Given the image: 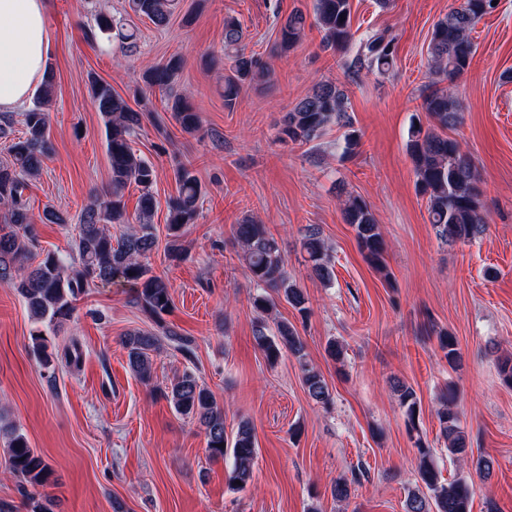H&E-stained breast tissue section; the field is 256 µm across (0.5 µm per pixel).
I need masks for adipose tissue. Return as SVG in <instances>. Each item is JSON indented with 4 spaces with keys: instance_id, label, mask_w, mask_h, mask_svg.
<instances>
[{
    "instance_id": "adipose-tissue-1",
    "label": "adipose tissue",
    "mask_w": 512,
    "mask_h": 512,
    "mask_svg": "<svg viewBox=\"0 0 512 512\" xmlns=\"http://www.w3.org/2000/svg\"><path fill=\"white\" fill-rule=\"evenodd\" d=\"M47 0H0V113L23 108L41 83L54 43Z\"/></svg>"
}]
</instances>
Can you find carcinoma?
I'll return each instance as SVG.
<instances>
[{"label": "carcinoma", "mask_w": 512, "mask_h": 512, "mask_svg": "<svg viewBox=\"0 0 512 512\" xmlns=\"http://www.w3.org/2000/svg\"><path fill=\"white\" fill-rule=\"evenodd\" d=\"M174 0H131L130 8L148 18L156 26L169 23ZM493 0H462L434 25L427 53L432 89L423 98V111L432 120L424 126L411 125L406 144L415 174L416 191L427 200L429 223L437 237L448 244L472 241L486 231L488 216L482 210L480 178L471 157L462 150L458 140L445 131L461 123L455 99L454 80L471 64L474 44L470 33L475 24L495 12ZM313 11L322 33V47L342 56V66L352 79L363 74L385 75L396 60V38L387 32H375L354 43L351 32V0H314ZM345 20H340V17ZM117 23L108 15L96 19V30L85 32L94 42L100 35L112 33ZM307 15L300 9L290 13L281 23L276 50L286 53L304 36ZM245 33L233 16L224 19V64L231 75L224 78V108L232 111L239 103L244 86L265 82L271 70L259 58L245 51ZM184 60L174 55L161 65L148 69L143 81L148 88L172 86ZM92 105L100 112L105 126L106 150L112 176L109 189L96 195L82 211L74 248L78 267L71 268L56 254L49 252L35 261L33 248L35 224L29 214L25 190L29 182L40 176L52 145L48 136L49 112L56 95L55 78L47 73L37 95L21 114L23 131L13 136L11 114H0V139L8 142L9 159L0 162V283L16 288L24 299L30 317L37 322L61 323L71 317L74 302L98 283H128L137 289L136 303L152 316L161 334L133 331L127 333L123 347L130 367L143 382L151 379V354L162 339L174 344L183 356L193 355L195 340L166 325L162 316L171 307L168 282L153 274L145 259L155 250L158 241L150 218L156 201L152 187L157 179L155 165L136 155L132 137L140 128L144 113L133 110L112 86L94 76L89 78ZM166 110L186 134L201 128L199 113L186 98L173 95L167 99ZM346 128L343 153L353 155L360 145L349 114L346 90L336 84L320 82L301 98L282 118L280 139L294 143H310L333 126ZM178 191L168 202L166 257L181 260L186 256L182 243L183 228L195 223L199 214L201 186L189 166L175 169ZM140 190L136 223L119 239L112 240L110 224H127L129 217L124 191L130 185ZM345 223L354 228L359 247L370 266L389 275L386 265V244L375 217L367 203L358 196L342 200ZM235 239L242 251L250 279L260 288L253 298L255 310L271 316L275 307L271 294L283 298L299 314L308 311L307 298L288 275L285 260L277 241L264 224L245 219L235 225ZM301 249L307 254L314 275L325 283L332 281L334 270L331 255L322 239L320 228L310 224L303 229ZM254 341L270 363L288 351L297 360L302 382L308 396L326 405L331 393L324 377L306 361L305 347L295 327L286 321L275 322V332L268 333L261 319L254 329ZM438 343L448 365L461 359L458 341L442 331ZM405 409L408 430H418L419 406L413 388L397 381L393 385ZM165 398L183 417L197 420L206 431V452L211 458L232 457L230 482L252 479L258 457L254 428L248 421L239 423L233 438L224 429V410L212 391L199 382L192 371H184L167 387ZM440 432L447 442L448 454L468 455L470 440L461 426L457 394L454 390L439 399L436 411ZM7 437L10 473L32 487L44 485L50 476L48 465L30 447L26 436L15 427L1 428ZM418 455V485L409 491L406 512H471L474 481L469 475L451 481L442 479L433 462L430 448L422 439L415 441Z\"/></svg>", "instance_id": "cac0c4a2"}]
</instances>
